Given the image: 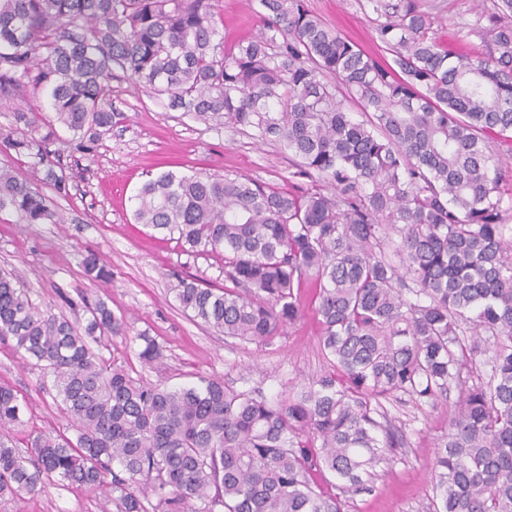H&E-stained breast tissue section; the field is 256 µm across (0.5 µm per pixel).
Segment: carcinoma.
<instances>
[{
  "label": "carcinoma",
  "instance_id": "1",
  "mask_svg": "<svg viewBox=\"0 0 512 512\" xmlns=\"http://www.w3.org/2000/svg\"><path fill=\"white\" fill-rule=\"evenodd\" d=\"M492 2L476 21L489 54L469 57L437 41L421 0H360L390 55L377 59L305 0H260V32L228 49L215 41L220 0H0V105L49 99L15 110L0 148L32 159L31 178L44 171L56 194L69 182L50 149L58 128L79 152L112 132L115 69L172 110L292 155L306 189L167 171L137 190L133 218L224 258V287L171 285L192 320L268 345L312 299L332 367L275 400L214 378L151 385L91 347L127 333L105 300L80 329L0 269V338L53 376L78 428L19 451L21 407L0 385V496L67 481L116 512H344L343 498L400 443L380 422L383 402L433 404L456 388L430 512H512V234L501 191L512 0ZM4 209L29 224L59 219L30 178L1 166ZM83 266L95 281L111 276L93 253ZM139 339L144 363L163 358ZM488 343L489 382L468 386L463 372ZM325 472L340 493L317 481Z\"/></svg>",
  "mask_w": 512,
  "mask_h": 512
}]
</instances>
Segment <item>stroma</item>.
I'll list each match as a JSON object with an SVG mask.
<instances>
[{
    "instance_id": "1",
    "label": "stroma",
    "mask_w": 512,
    "mask_h": 512,
    "mask_svg": "<svg viewBox=\"0 0 512 512\" xmlns=\"http://www.w3.org/2000/svg\"><path fill=\"white\" fill-rule=\"evenodd\" d=\"M306 3L367 55L381 57L374 25L359 0ZM422 4L442 42L473 55L484 52L474 28L483 0ZM220 5L218 29L225 45L258 32V0H221ZM112 105L124 118L90 153L75 151L65 130L53 145L70 177L68 196H52L60 223L29 224L16 212L0 213V268L30 288L33 300L54 304L75 324L88 318L85 301L106 300L116 315L124 316L128 332L113 339L105 358H117L133 377L154 385H185L205 376L276 398L326 372L313 308L264 346L224 337L190 320L170 291L172 282L193 277L223 286V259L190 252L132 218L137 188L169 170L236 174L285 190L302 185L288 152L235 128H214L169 110L122 78L112 81ZM90 252L111 270L110 282L86 275L81 261ZM142 332L160 346L161 362L148 365L139 359ZM0 383L14 389L23 408V423L14 431L18 448H26L39 433L60 430L76 436L75 425L60 412L51 377L27 364L9 340L0 341ZM456 399L452 393L433 405L406 397L385 403L387 424L402 434L404 443L389 453L367 490L348 499L346 512H429L435 439L447 429ZM0 512H102V501L85 487L58 483L35 494L0 497Z\"/></svg>"
}]
</instances>
